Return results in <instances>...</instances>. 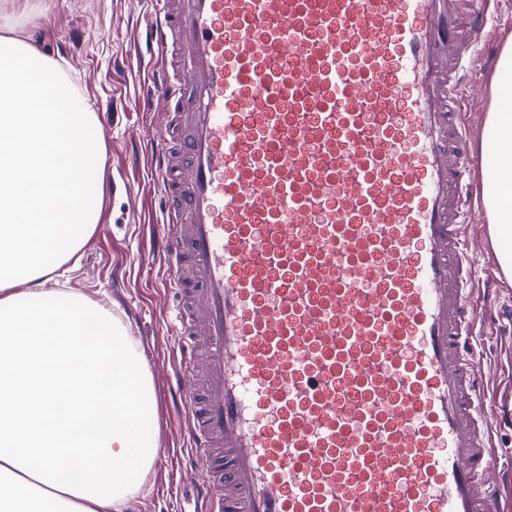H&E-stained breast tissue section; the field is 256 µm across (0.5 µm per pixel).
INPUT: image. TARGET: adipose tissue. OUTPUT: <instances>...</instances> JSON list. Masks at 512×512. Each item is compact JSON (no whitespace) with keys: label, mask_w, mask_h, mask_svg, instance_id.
Instances as JSON below:
<instances>
[{"label":"adipose tissue","mask_w":512,"mask_h":512,"mask_svg":"<svg viewBox=\"0 0 512 512\" xmlns=\"http://www.w3.org/2000/svg\"><path fill=\"white\" fill-rule=\"evenodd\" d=\"M512 37L495 68L485 134L497 173L482 197L512 283ZM94 112L42 50L0 37V512H122L160 446L136 419L150 379L126 327L78 293L38 287L98 222ZM87 153L82 168L71 157ZM96 326L76 323V311Z\"/></svg>","instance_id":"ef3b65f1"}]
</instances>
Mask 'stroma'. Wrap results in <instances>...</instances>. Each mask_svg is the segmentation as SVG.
<instances>
[{
	"mask_svg": "<svg viewBox=\"0 0 512 512\" xmlns=\"http://www.w3.org/2000/svg\"><path fill=\"white\" fill-rule=\"evenodd\" d=\"M156 8V0H28L22 8L0 0V36L37 44L60 65L92 105L110 159L100 222L75 254L74 268L50 285L82 293L111 310L150 376L154 405L143 415V428L157 433L172 456L154 463L125 512H193L198 471L184 448L183 424L171 418V400L164 394L179 340L171 327L173 294L166 265L154 243V227L163 215L151 178V140L161 115L138 109L150 62L133 52L141 22ZM494 73L477 62L466 74L478 157L497 151L484 134ZM478 351L491 399L512 407V319L496 322Z\"/></svg>",
	"mask_w": 512,
	"mask_h": 512,
	"instance_id": "35a3bbf8",
	"label": "stroma"
}]
</instances>
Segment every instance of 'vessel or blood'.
<instances>
[{
	"mask_svg": "<svg viewBox=\"0 0 512 512\" xmlns=\"http://www.w3.org/2000/svg\"><path fill=\"white\" fill-rule=\"evenodd\" d=\"M494 0H159L155 232L201 512H500L467 63Z\"/></svg>",
	"mask_w": 512,
	"mask_h": 512,
	"instance_id": "1",
	"label": "vessel or blood"
}]
</instances>
